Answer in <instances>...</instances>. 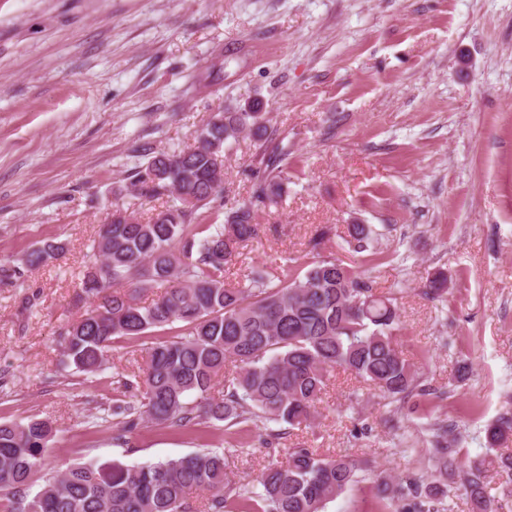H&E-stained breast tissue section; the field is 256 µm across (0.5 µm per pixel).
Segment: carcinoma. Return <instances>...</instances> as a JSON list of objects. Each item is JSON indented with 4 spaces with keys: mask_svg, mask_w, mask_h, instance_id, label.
Segmentation results:
<instances>
[{
    "mask_svg": "<svg viewBox=\"0 0 512 512\" xmlns=\"http://www.w3.org/2000/svg\"><path fill=\"white\" fill-rule=\"evenodd\" d=\"M243 133L260 148L250 199L225 211L220 224L195 223L199 210L224 200L211 147L219 143L224 157ZM195 139L187 150L149 157L132 175L130 194L167 204L145 223L117 208L100 225L96 261L81 277L89 306L63 334L61 365L75 374L101 372L115 339L140 343L142 366L115 381L109 412L118 431L132 433L144 422L168 428L223 423L236 428L243 448L261 426L259 440L269 448L311 420L336 369L394 401L427 394L418 369L395 343V292L378 293L364 273L323 254L336 226L320 227L309 240L312 260L303 274L275 276L254 267L247 283L226 281L240 249L263 232L257 212L281 205L287 194L288 150L268 134L261 103L214 113ZM375 234L367 224H350L345 242L363 252ZM63 251L47 241L23 261L37 267ZM447 284L440 272L422 294L441 300ZM177 322L180 335L151 336L152 329ZM220 382L224 391L216 395ZM430 431L428 470L397 483L383 471L375 496L393 512H439L457 484L470 512H496L488 473L498 468L511 477L512 458L482 456L464 468L448 426L435 422ZM54 434L43 419L0 422V512H326L364 469L347 455L290 448L286 462L269 465L250 485L229 475L224 454L207 450L140 466L72 463L32 496V477ZM510 437L512 412L506 411L486 428L488 447Z\"/></svg>",
    "mask_w": 512,
    "mask_h": 512,
    "instance_id": "obj_1",
    "label": "carcinoma"
}]
</instances>
